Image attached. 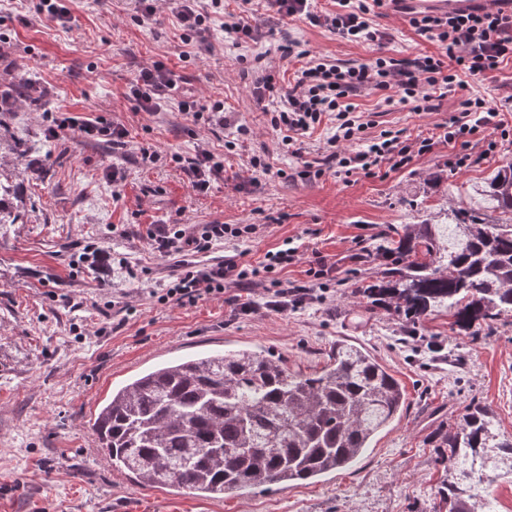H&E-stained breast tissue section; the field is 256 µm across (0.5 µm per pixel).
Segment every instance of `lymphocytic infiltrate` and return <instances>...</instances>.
I'll return each mask as SVG.
<instances>
[{
	"instance_id": "obj_1",
	"label": "lymphocytic infiltrate",
	"mask_w": 512,
	"mask_h": 512,
	"mask_svg": "<svg viewBox=\"0 0 512 512\" xmlns=\"http://www.w3.org/2000/svg\"><path fill=\"white\" fill-rule=\"evenodd\" d=\"M282 19H298L310 26L327 29L339 38L354 43H378L384 34L370 19L383 0H335L334 8L317 7L316 0H266ZM170 13L180 29V39L190 43L195 35L207 30L214 16L224 14V0H168ZM409 25L424 40L435 44L437 53L409 61L388 56L372 63L344 66L302 47L299 41H270L267 54L297 58L303 65L294 84L280 86L273 73L256 76L259 96L278 101L272 124L282 134V142L294 155L304 151L302 135L324 120L334 123L331 143L343 144V151L333 153L338 170L344 173H372L386 164L396 168L410 158V146L401 131L385 130L365 138L368 128L351 98L357 92L373 90L383 94L388 106L411 105L416 112L438 111L439 101L458 96L467 79L484 78L498 70L505 59L512 58V17L487 11L481 14L411 13ZM182 81L181 75L164 62L142 67L130 82L129 96L139 112L163 111ZM502 126L498 108L480 98H460L459 109L450 119L443 138L469 145L479 129L497 130ZM74 130L89 139L111 142L113 148L126 147L128 132L105 118L64 115L54 118L51 138L60 131ZM367 139L365 149L346 151L347 143ZM256 225L246 224H153L147 230L151 248L163 256H180L179 271L162 281L155 296L163 305L193 304L204 299H220L226 285H257L265 292L263 305L284 313L299 308L304 299L299 289L284 287L276 274L292 263L298 253L291 246L267 251L259 266L247 267L233 260L202 262L231 237L252 234Z\"/></svg>"
}]
</instances>
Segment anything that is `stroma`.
Instances as JSON below:
<instances>
[{"label":"stroma","mask_w":512,"mask_h":512,"mask_svg":"<svg viewBox=\"0 0 512 512\" xmlns=\"http://www.w3.org/2000/svg\"><path fill=\"white\" fill-rule=\"evenodd\" d=\"M152 6V16L140 21L132 0H71V21L62 27L34 19L26 0H0V90L25 78L44 92L40 106L23 104L10 122L11 134L36 150L12 158L27 221L0 237V512H434L442 473L433 446L437 429L457 423L479 402L493 410L500 433L512 436V317L472 337L452 332L442 312L410 334L388 311L367 310L352 290L378 271L383 233L436 220L452 208L512 221L489 191L499 168L512 163V63L468 82L466 96L500 108L509 134L472 137L467 165H458L454 143L418 150L448 122L456 99L418 113L382 106L379 93L365 90L353 98L358 111L376 129L403 130L415 149L410 160L369 176L331 167L322 177L302 179L304 159L283 146L270 99L252 93L251 71L289 76L295 70L266 55V35L290 34L347 66L381 55L413 60L435 52V45L388 2L371 15L386 34L379 46L348 43L301 21L287 24L266 6L241 0H224L225 11L246 13L261 39L225 43L216 20L185 44L166 0ZM157 60L183 76L181 91L200 104L223 101V119L190 121L174 100L162 112L136 111L129 83ZM61 112L101 115L128 130L120 184L112 182L116 160L108 142L70 130L47 140ZM242 125L250 130L243 139ZM145 148L167 153V161H143ZM201 148L224 163L204 194L193 191L190 171L171 160ZM254 157L270 170L252 168ZM215 223L257 225L251 238L225 241L214 252L241 265H258L267 251L293 240L299 252L279 279L288 288L323 289V298L290 313H245L241 303L261 301L263 291L231 285L220 300L162 305L146 282L110 260L117 254L165 278L176 261L152 253L147 227ZM92 243L106 260L72 268L73 257ZM319 257L334 270L317 279L308 269ZM340 340L367 349L404 384L407 409L354 467L318 482L232 491L220 499L144 487L112 470L91 430L113 389L157 364L253 347L310 373Z\"/></svg>","instance_id":"stroma-1"}]
</instances>
